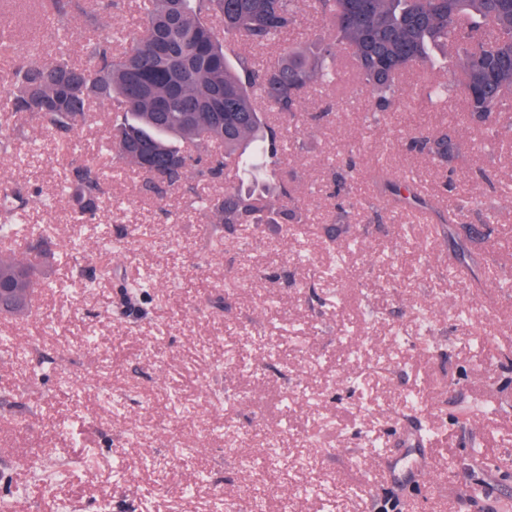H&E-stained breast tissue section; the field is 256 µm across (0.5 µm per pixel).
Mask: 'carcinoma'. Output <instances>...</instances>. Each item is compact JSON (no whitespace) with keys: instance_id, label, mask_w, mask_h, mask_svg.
I'll use <instances>...</instances> for the list:
<instances>
[{"instance_id":"obj_1","label":"carcinoma","mask_w":512,"mask_h":512,"mask_svg":"<svg viewBox=\"0 0 512 512\" xmlns=\"http://www.w3.org/2000/svg\"><path fill=\"white\" fill-rule=\"evenodd\" d=\"M299 2L140 0V31L131 49L119 48L120 36L97 38L90 43L89 62L77 66L61 52L48 62L37 61L42 47L34 44L29 49L34 61L17 65L0 111L13 117L37 113L75 154L71 134L93 120L90 102L116 99L121 116L112 123V160L135 165L157 195L179 189L189 169L201 181H223L241 170L237 154L248 137L262 140L261 160L249 173L254 183L272 184V192L234 185L219 194L195 195L193 205L214 235L220 224L307 223L290 180L275 176L280 136L268 117L292 118L305 94L328 91L342 50L350 53L361 85L374 92L369 112L376 120L399 98L398 77L421 66L458 71L462 77L457 87L425 79L422 89L431 104L456 91L464 99L465 118L490 137L504 124L512 126V0H312L326 36L277 61L232 64L224 48L237 40L268 48L297 24ZM51 5L62 41L64 19L77 2L51 0ZM117 7V0H83L81 10L95 26L101 14ZM216 145L224 155L203 163ZM409 148L442 168L460 151L446 130L420 131ZM147 156L149 169L143 166ZM66 192L74 221L92 220L104 193L100 169L92 163L74 167L61 187ZM378 192L392 208L429 211L443 239L454 241L456 264L475 271L479 262L472 245L483 240L477 225L457 222L422 196L410 176L384 173ZM271 195L279 205L268 203ZM0 219L1 233L27 238L18 208L4 207ZM39 277V264L26 255L0 260V313L27 314Z\"/></svg>"}]
</instances>
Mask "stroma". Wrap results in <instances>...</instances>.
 I'll return each instance as SVG.
<instances>
[{
  "instance_id": "35a3bbf8",
  "label": "stroma",
  "mask_w": 512,
  "mask_h": 512,
  "mask_svg": "<svg viewBox=\"0 0 512 512\" xmlns=\"http://www.w3.org/2000/svg\"><path fill=\"white\" fill-rule=\"evenodd\" d=\"M43 0H0L16 33L49 39ZM326 30L304 10L283 43L238 53L269 60ZM403 78L390 112L371 120V94L342 68L331 122L312 125L313 92L283 129V171L297 175L309 216L235 225L210 250L194 194L223 192L187 174L180 192L146 191L138 171L110 163V127H78L82 160L100 163L105 194L94 223L75 224L58 197L71 155L27 116L0 119V195L22 187L31 239L52 226L51 250L25 316L0 315V499L13 512H365L361 489L389 467L377 500L396 512H512V130L484 144L461 97L435 107ZM420 126L448 128L463 150L439 168L406 148ZM355 164L345 203L331 173ZM495 173L496 193L476 180ZM413 176L448 205L482 200L495 230L474 251L481 287L448 266L455 249L428 214L377 198L383 172ZM361 245L324 233L339 209ZM109 264L105 278L86 271ZM151 278L133 307L124 287ZM234 280L230 310L215 306ZM430 441L432 469L413 476Z\"/></svg>"
}]
</instances>
